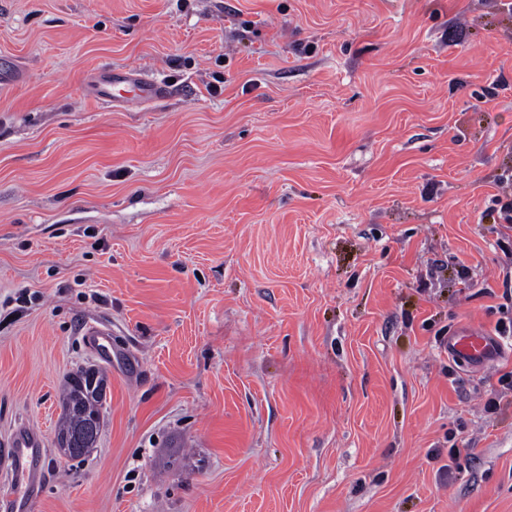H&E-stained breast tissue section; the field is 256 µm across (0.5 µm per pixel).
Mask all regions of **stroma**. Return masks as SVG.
<instances>
[{"label":"stroma","mask_w":512,"mask_h":512,"mask_svg":"<svg viewBox=\"0 0 512 512\" xmlns=\"http://www.w3.org/2000/svg\"><path fill=\"white\" fill-rule=\"evenodd\" d=\"M3 58L0 503L26 425L30 512H512V338L444 349L512 319V0H0ZM116 85L127 86L133 92L121 100H112V86ZM92 86L97 98L118 102L126 109L139 108L147 102L167 96L169 92L165 84L145 77L143 71L137 67L114 71L108 80L94 81ZM500 341L467 328L448 338V357L472 367H484L500 353ZM97 375L93 388L89 385L88 373ZM106 376L97 368L81 369L68 375L62 388L63 414L57 430L58 446L66 443L67 449L59 448L62 455L74 460L85 457L95 448L103 426V389ZM43 448L42 435L30 428L19 431L11 441V455L15 467L11 479L16 482L12 501L14 512H27L30 493L40 480L38 460Z\"/></svg>","instance_id":"1"}]
</instances>
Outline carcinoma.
<instances>
[{
    "label": "carcinoma",
    "mask_w": 512,
    "mask_h": 512,
    "mask_svg": "<svg viewBox=\"0 0 512 512\" xmlns=\"http://www.w3.org/2000/svg\"><path fill=\"white\" fill-rule=\"evenodd\" d=\"M97 375L89 385L88 373ZM106 376L101 369H81L67 376L62 388L63 414L57 430L58 444H66L62 455L74 460L86 456L97 444L103 426V391Z\"/></svg>",
    "instance_id": "carcinoma-1"
}]
</instances>
